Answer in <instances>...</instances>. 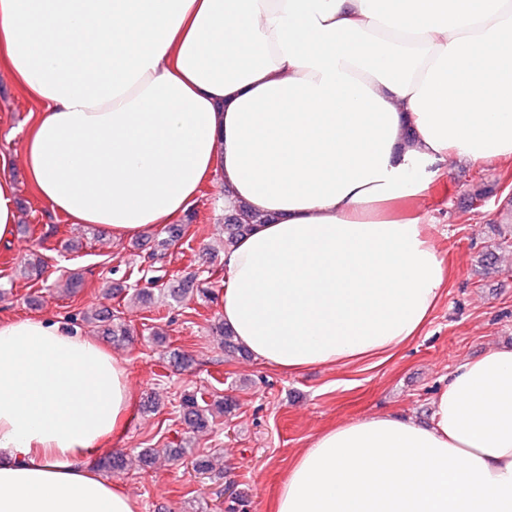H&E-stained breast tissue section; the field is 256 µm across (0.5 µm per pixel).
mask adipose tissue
<instances>
[{
    "mask_svg": "<svg viewBox=\"0 0 512 512\" xmlns=\"http://www.w3.org/2000/svg\"><path fill=\"white\" fill-rule=\"evenodd\" d=\"M0 67L39 106L23 171L51 213L132 238L218 174L267 216L222 316L293 373L419 336L447 272L415 201L446 160L512 163V0H0ZM130 405L104 347L0 321V512H137L89 462ZM272 512H512V344L427 422L323 431Z\"/></svg>",
    "mask_w": 512,
    "mask_h": 512,
    "instance_id": "1",
    "label": "adipose tissue"
}]
</instances>
